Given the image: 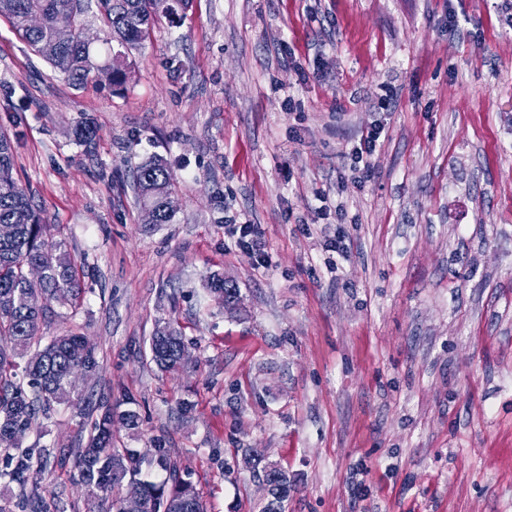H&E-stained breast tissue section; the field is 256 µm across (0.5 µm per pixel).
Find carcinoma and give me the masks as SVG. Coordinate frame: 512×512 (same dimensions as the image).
I'll use <instances>...</instances> for the list:
<instances>
[{
	"label": "carcinoma",
	"mask_w": 512,
	"mask_h": 512,
	"mask_svg": "<svg viewBox=\"0 0 512 512\" xmlns=\"http://www.w3.org/2000/svg\"><path fill=\"white\" fill-rule=\"evenodd\" d=\"M80 8L78 24L86 22L81 10L85 0H0V17L22 36L32 52L42 56L51 39L50 20L60 2ZM103 23L108 31L121 36L124 43L110 50L103 64L94 60L92 47L75 34L71 43L44 58L54 70L64 74L74 86L84 85L92 72L111 73L110 84L123 85L127 66L124 48H136L150 38L155 24L166 20L177 25L191 6V0H100ZM15 162L10 139L0 133V224L14 232L0 239V451L7 455L10 469L0 471V479L26 485L34 478L38 463L35 449H22L28 430L41 418L50 417L57 405L79 400L71 384L78 368L93 373L97 369L95 347L87 337L76 334L55 336L43 342L40 325L46 317L47 302L76 309L83 293L76 266L62 250V242L46 238L41 210L13 175ZM132 182L140 207L155 213V223L171 224L175 215L163 205V198L175 190L167 162L161 157L142 162L132 172ZM43 269L37 283L26 271L31 264ZM212 295L222 294L227 301H241L240 290L224 287V277L212 273L205 279ZM181 332L163 321L149 338L151 361L161 370L174 371L183 365ZM114 414L107 407L94 421L88 439L76 453L80 482L113 496L98 504V512H121L129 497L140 498L144 512H204L200 496L187 481L163 485L127 478L137 459L132 448L112 447ZM268 498L263 512H284V502L293 487L288 475L271 467L265 471Z\"/></svg>",
	"instance_id": "carcinoma-1"
}]
</instances>
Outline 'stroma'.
<instances>
[{
    "instance_id": "1",
    "label": "stroma",
    "mask_w": 512,
    "mask_h": 512,
    "mask_svg": "<svg viewBox=\"0 0 512 512\" xmlns=\"http://www.w3.org/2000/svg\"><path fill=\"white\" fill-rule=\"evenodd\" d=\"M377 123L364 174L348 152ZM0 131L85 269L41 333L99 360L87 404L23 441L46 512H92L75 450L105 406L139 417L113 437L137 479L176 469L207 512H261L273 466L285 512H512V0H193L120 87H74L0 18ZM155 155L179 210L148 226L131 171ZM161 321L190 353L171 372ZM232 280L223 277L220 273H212L205 279V288L216 297L217 294H224L219 296L218 300L224 306V311L237 310V307L231 304H225L226 301L241 302V294L239 288H224V282H231ZM183 345L181 332L169 321L160 322L149 338L150 359L161 370H177L185 362L179 355Z\"/></svg>"
}]
</instances>
